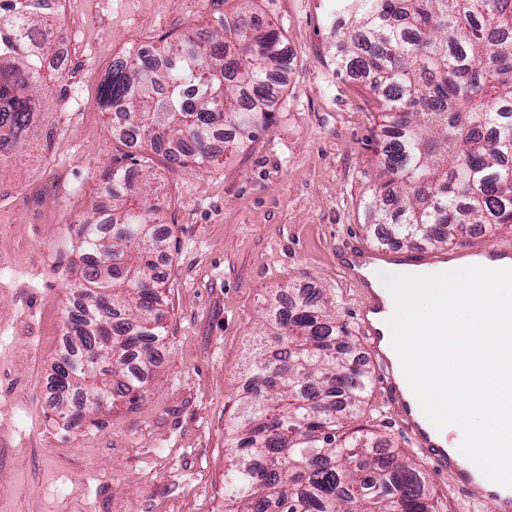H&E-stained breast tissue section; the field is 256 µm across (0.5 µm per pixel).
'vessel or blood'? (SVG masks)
Wrapping results in <instances>:
<instances>
[{
	"mask_svg": "<svg viewBox=\"0 0 512 512\" xmlns=\"http://www.w3.org/2000/svg\"><path fill=\"white\" fill-rule=\"evenodd\" d=\"M463 257L471 266L490 271L512 270V249L467 250ZM343 275L359 290L356 312L359 333L366 341L369 356L378 364L379 388L387 405L414 446L438 472L448 476L453 489L475 504L490 505L492 512H512V488L486 482L469 461L441 440L438 431L422 413L402 372L398 355L390 342L386 325L389 306L371 287L365 274L368 267L404 266L419 272H443L448 255L422 246L381 247L365 251L355 242L340 252Z\"/></svg>",
	"mask_w": 512,
	"mask_h": 512,
	"instance_id": "vessel-or-blood-1",
	"label": "vessel or blood"
}]
</instances>
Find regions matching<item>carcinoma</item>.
<instances>
[{"label":"carcinoma","instance_id":"carcinoma-1","mask_svg":"<svg viewBox=\"0 0 512 512\" xmlns=\"http://www.w3.org/2000/svg\"><path fill=\"white\" fill-rule=\"evenodd\" d=\"M249 0H224L223 32L167 46L159 68L142 48L112 66L101 86L118 105V139L139 136L179 162L213 161L211 138L237 144L268 128L290 57L279 33L254 24ZM336 67L368 78L380 102V180L365 203L380 244L446 251L476 224L512 227V0H336ZM63 38L59 0H0V165L53 126L45 70ZM99 201L80 224L83 267L69 318L74 369L101 325L112 331L114 397L142 398L154 365L164 304L160 270L169 234L152 179L136 188L105 172ZM372 372L353 356L317 291L263 307L239 372L229 428L234 465L224 512H442L423 471L389 440L350 434Z\"/></svg>","mask_w":512,"mask_h":512}]
</instances>
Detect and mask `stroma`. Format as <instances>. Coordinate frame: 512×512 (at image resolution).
I'll return each mask as SVG.
<instances>
[{"instance_id":"35a3bbf8","label":"stroma","mask_w":512,"mask_h":512,"mask_svg":"<svg viewBox=\"0 0 512 512\" xmlns=\"http://www.w3.org/2000/svg\"><path fill=\"white\" fill-rule=\"evenodd\" d=\"M60 10L82 47L84 94L52 102L54 141L0 169V512H224L237 375L266 299L289 285L320 290L363 351L358 290L338 253L351 240L375 244L363 203L380 172L377 99L366 78L336 70L332 0H255L291 58L272 124L219 162L175 164L113 137L101 85L141 36L156 47L220 30L224 0H98L93 18L85 0ZM116 159L148 167L165 201L166 337L142 400L72 422L55 405L53 364L81 264L79 222ZM350 428L391 440L445 512H492L450 490L380 391Z\"/></svg>"}]
</instances>
